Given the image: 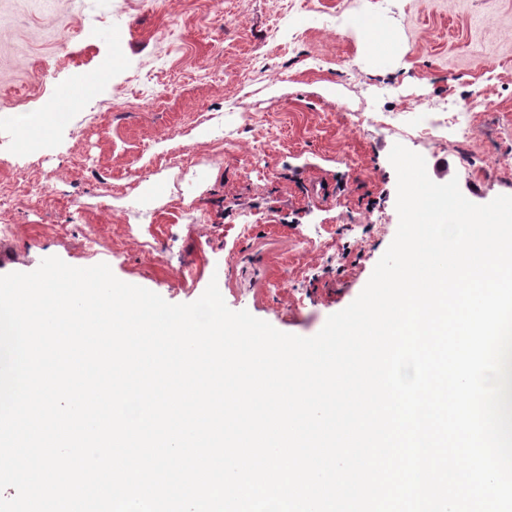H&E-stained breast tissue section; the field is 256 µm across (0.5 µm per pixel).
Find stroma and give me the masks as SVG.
Masks as SVG:
<instances>
[{
    "label": "stroma",
    "instance_id": "1",
    "mask_svg": "<svg viewBox=\"0 0 512 512\" xmlns=\"http://www.w3.org/2000/svg\"><path fill=\"white\" fill-rule=\"evenodd\" d=\"M116 56L29 153L15 119ZM475 98L470 144L498 159L490 176L404 110ZM397 143L473 203L512 195V0H0V191L51 187L0 212V275L104 263L172 304L214 281L231 310L311 337L395 237Z\"/></svg>",
    "mask_w": 512,
    "mask_h": 512
}]
</instances>
